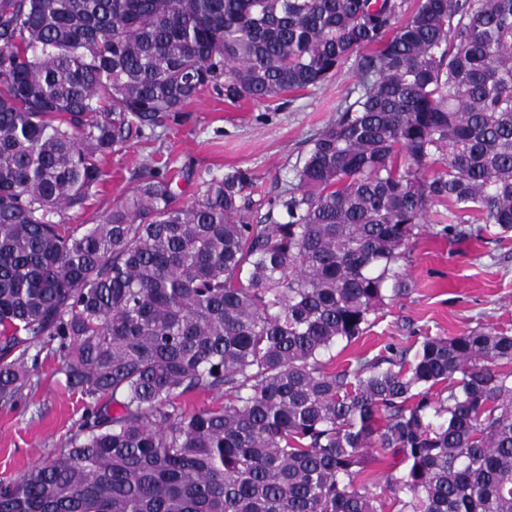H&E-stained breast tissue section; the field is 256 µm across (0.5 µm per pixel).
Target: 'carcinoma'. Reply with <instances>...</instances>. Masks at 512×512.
<instances>
[{"label":"carcinoma","mask_w":512,"mask_h":512,"mask_svg":"<svg viewBox=\"0 0 512 512\" xmlns=\"http://www.w3.org/2000/svg\"><path fill=\"white\" fill-rule=\"evenodd\" d=\"M353 58L356 99L270 202L286 221L248 223V169L179 204L150 165L102 223L49 219L203 90L262 103ZM435 202L452 237L512 231V0H0V403L54 346L120 408L0 512H512L511 333L322 360ZM371 449L404 463L380 492Z\"/></svg>","instance_id":"cac0c4a2"}]
</instances>
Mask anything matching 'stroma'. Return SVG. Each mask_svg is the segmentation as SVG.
Wrapping results in <instances>:
<instances>
[{"label": "stroma", "instance_id": "stroma-1", "mask_svg": "<svg viewBox=\"0 0 512 512\" xmlns=\"http://www.w3.org/2000/svg\"><path fill=\"white\" fill-rule=\"evenodd\" d=\"M358 81L350 62L320 87L290 94L284 102L231 103L214 90L202 91L156 140L135 137L113 153L111 176L97 199L86 212L69 213V221L101 223L131 194L138 170L147 164L165 167L183 203L193 199L202 180L233 167L251 169L252 217L263 218L269 200L290 187L309 139L336 121ZM447 221V206L432 204L396 266L401 292L388 293L362 336L326 352L331 369L425 336H455L478 325L512 330V232L451 241L439 234ZM60 368L58 354L41 352L31 365V385L14 403L0 404V483L62 448L92 408L90 399L67 388Z\"/></svg>", "mask_w": 512, "mask_h": 512}]
</instances>
